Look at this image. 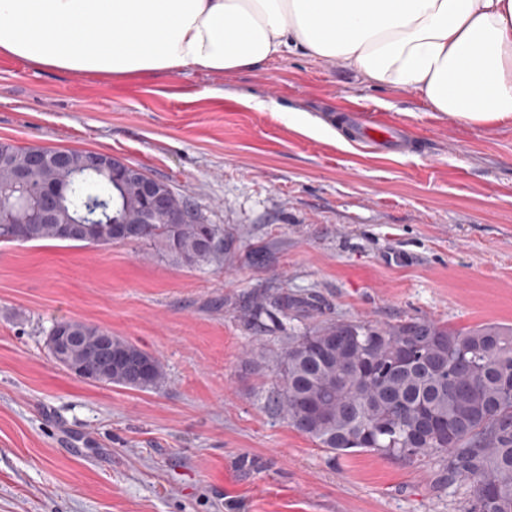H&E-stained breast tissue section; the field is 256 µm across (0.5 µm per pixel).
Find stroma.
<instances>
[{
  "label": "stroma",
  "instance_id": "1",
  "mask_svg": "<svg viewBox=\"0 0 512 512\" xmlns=\"http://www.w3.org/2000/svg\"><path fill=\"white\" fill-rule=\"evenodd\" d=\"M274 109H255V102ZM400 125L423 152L342 121ZM97 151L223 225V266L144 244L0 242V512H469L439 457H331L265 406L255 292L316 293L332 320L512 325V125H463L409 89L288 53L217 77L112 78L0 56V143ZM153 352L157 390L57 365L55 321Z\"/></svg>",
  "mask_w": 512,
  "mask_h": 512
}]
</instances>
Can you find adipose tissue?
I'll use <instances>...</instances> for the list:
<instances>
[{
    "label": "adipose tissue",
    "instance_id": "adipose-tissue-1",
    "mask_svg": "<svg viewBox=\"0 0 512 512\" xmlns=\"http://www.w3.org/2000/svg\"><path fill=\"white\" fill-rule=\"evenodd\" d=\"M292 50L512 124V0H0V56L53 69L221 76Z\"/></svg>",
    "mask_w": 512,
    "mask_h": 512
}]
</instances>
